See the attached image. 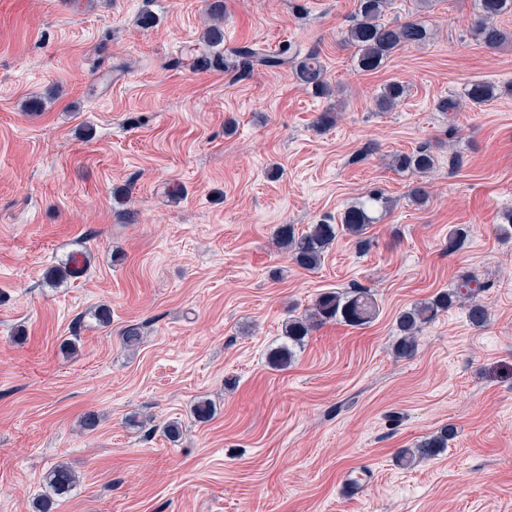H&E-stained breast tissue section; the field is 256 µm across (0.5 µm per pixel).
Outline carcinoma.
Listing matches in <instances>:
<instances>
[{"instance_id":"1","label":"carcinoma","mask_w":512,"mask_h":512,"mask_svg":"<svg viewBox=\"0 0 512 512\" xmlns=\"http://www.w3.org/2000/svg\"><path fill=\"white\" fill-rule=\"evenodd\" d=\"M204 10L213 24L197 48V60L205 68H222L226 72L246 71L255 66L280 68L291 65L297 79L305 87L319 95L331 92L325 78V69L317 52L305 54L290 43H284L275 53H266L250 45H243L221 55L215 48L224 42V0H204ZM391 0H356V9L348 27L342 32L345 45L355 49L360 70L370 72L378 69L395 52L418 46L426 42L428 32L416 20L400 25L384 22ZM477 13L473 26L476 41L487 48H499L512 43V31L501 27L499 19L512 13V0H475ZM406 86L390 82L383 86L376 98L377 106L385 111L393 108L406 96ZM497 97L495 84L485 81L470 83L465 98L474 105L485 104ZM435 160L426 147L411 153L396 154L392 166L399 172H410L415 176L429 172ZM389 208V199L380 192L370 193L353 202L343 211L339 223L319 221L298 232L292 224L279 226L276 237L280 247L298 267L313 271L321 265L326 251L336 238L344 235L355 237L358 244H367L365 234L376 223L375 213ZM487 285L476 275L460 278L455 287L440 292L434 297L420 301L399 313L396 320L398 338L394 353L399 358H411L418 349V334L423 325L434 321L440 312L454 303L467 307L471 324L479 327L487 319V306L483 298ZM379 312L375 294L368 288H356L348 292L325 291L316 297L304 313L288 319L285 324V341L268 353L271 367L282 370L294 359V348L305 338L324 325L340 321L352 327L372 322ZM454 437V427H442L436 434L425 437L413 449L401 452L402 461L409 464L415 458L438 455L448 447ZM74 471L66 464L55 465L46 476L48 491L42 495L36 512H53L58 500L68 497L77 486Z\"/></svg>"}]
</instances>
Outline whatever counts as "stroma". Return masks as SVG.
Returning <instances> with one entry per match:
<instances>
[{"label":"stroma","instance_id":"1","mask_svg":"<svg viewBox=\"0 0 512 512\" xmlns=\"http://www.w3.org/2000/svg\"><path fill=\"white\" fill-rule=\"evenodd\" d=\"M83 2L0 0V512H33L61 462L79 484L54 512H512V44L475 40L473 0H392L386 21L429 37L364 72L340 41L355 0H225V47L317 51L319 96L290 67L194 66L203 0ZM476 80L498 97L464 103ZM392 81L407 95L384 112ZM423 145L419 206L391 157ZM377 189L391 209L368 245L338 237L315 271L276 246ZM467 272L489 285L484 326L452 306L395 358L398 314ZM357 286L375 320L269 366L288 316ZM448 424L441 453L397 463Z\"/></svg>","mask_w":512,"mask_h":512}]
</instances>
